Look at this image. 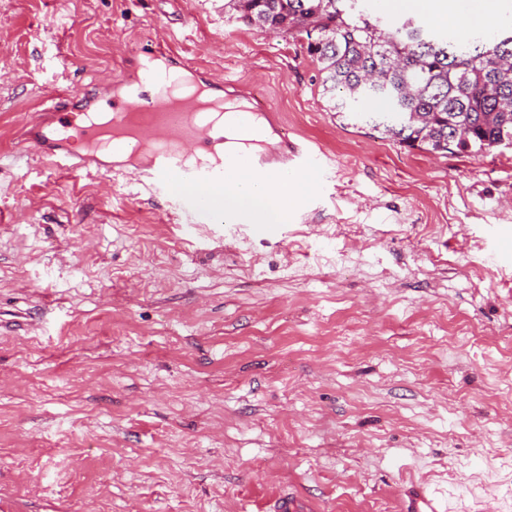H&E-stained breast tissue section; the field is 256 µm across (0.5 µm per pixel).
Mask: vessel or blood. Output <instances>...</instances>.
Returning <instances> with one entry per match:
<instances>
[{
	"label": "vessel or blood",
	"mask_w": 512,
	"mask_h": 512,
	"mask_svg": "<svg viewBox=\"0 0 512 512\" xmlns=\"http://www.w3.org/2000/svg\"><path fill=\"white\" fill-rule=\"evenodd\" d=\"M168 41L163 32L149 39L150 49L141 63L143 79L149 84L147 93L133 91L129 73L107 76L106 82L114 90L107 101L109 113H123L131 119L128 134L110 138L108 153L96 151L99 133L86 122L84 113L73 112L67 91L48 94L49 105L40 114L42 122L26 132L23 150L69 173L121 175L128 183L150 185L158 196L173 193L178 180L203 187V194H183L178 206L188 223L220 224L224 215L209 194L224 187V161H190L191 156L209 151L215 142V127L200 118L188 119L172 105V82L185 79L196 90L208 88L209 83L200 77L198 68L167 51ZM319 159L317 150L295 143L280 152L266 146L239 156L241 163L271 179L283 170L310 168ZM405 512L438 509L427 488L418 486L409 494Z\"/></svg>",
	"instance_id": "b4317fda"
}]
</instances>
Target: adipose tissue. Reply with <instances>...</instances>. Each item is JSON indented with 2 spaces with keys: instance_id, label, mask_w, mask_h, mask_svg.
Instances as JSON below:
<instances>
[{
  "instance_id": "obj_1",
  "label": "adipose tissue",
  "mask_w": 512,
  "mask_h": 512,
  "mask_svg": "<svg viewBox=\"0 0 512 512\" xmlns=\"http://www.w3.org/2000/svg\"><path fill=\"white\" fill-rule=\"evenodd\" d=\"M384 5L392 11L426 14L439 24L463 20L469 27L483 28L495 14L496 0H384ZM297 183V178L288 173L271 182L251 168L231 166L224 174L220 202L225 211L245 212L252 223L273 224L287 214Z\"/></svg>"
}]
</instances>
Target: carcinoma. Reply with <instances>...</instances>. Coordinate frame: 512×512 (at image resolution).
I'll return each mask as SVG.
<instances>
[{"instance_id":"cac0c4a2","label":"carcinoma","mask_w":512,"mask_h":512,"mask_svg":"<svg viewBox=\"0 0 512 512\" xmlns=\"http://www.w3.org/2000/svg\"><path fill=\"white\" fill-rule=\"evenodd\" d=\"M357 0H224L271 32L306 35L330 110L380 102L372 128L400 145L445 154L512 148V26L460 50L408 18L384 27Z\"/></svg>"}]
</instances>
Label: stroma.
<instances>
[{"label":"stroma","mask_w":512,"mask_h":512,"mask_svg":"<svg viewBox=\"0 0 512 512\" xmlns=\"http://www.w3.org/2000/svg\"><path fill=\"white\" fill-rule=\"evenodd\" d=\"M159 28L320 144L287 221L234 239L15 153ZM306 46L224 0H0V512H512V150L341 119ZM406 512H441L437 509L434 498L429 494L427 487L417 486L408 496L405 506Z\"/></svg>","instance_id":"35a3bbf8"}]
</instances>
